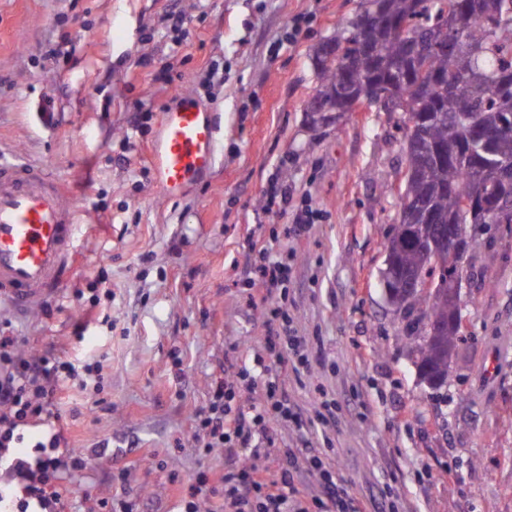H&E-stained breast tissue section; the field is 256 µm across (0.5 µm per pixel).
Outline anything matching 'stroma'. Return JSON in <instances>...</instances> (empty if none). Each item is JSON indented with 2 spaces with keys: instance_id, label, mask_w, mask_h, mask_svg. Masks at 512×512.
Returning <instances> with one entry per match:
<instances>
[{
  "instance_id": "35a3bbf8",
  "label": "stroma",
  "mask_w": 512,
  "mask_h": 512,
  "mask_svg": "<svg viewBox=\"0 0 512 512\" xmlns=\"http://www.w3.org/2000/svg\"><path fill=\"white\" fill-rule=\"evenodd\" d=\"M357 6L0 0V160L62 182L85 226L62 296L25 315L0 303V335L34 358L103 365L98 392L74 388L51 407L62 447L88 458L56 482L64 512H178L199 474L231 467L197 448L192 424L225 368L264 352L266 318L246 284L255 240L292 257L288 313L313 365L288 393L306 408L329 401L334 417L311 446L360 512H512V224L481 232L461 291L466 333L433 390L380 280L401 115L347 112L314 128L304 111L318 85L312 48ZM177 93L213 110L216 159L166 199L148 152ZM275 185L293 190L292 209L267 210ZM306 204L320 218L297 238ZM101 276L112 297L94 307Z\"/></svg>"
}]
</instances>
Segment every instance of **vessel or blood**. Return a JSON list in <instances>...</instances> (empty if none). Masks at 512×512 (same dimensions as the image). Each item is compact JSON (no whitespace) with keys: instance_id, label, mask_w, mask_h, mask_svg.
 Masks as SVG:
<instances>
[{"instance_id":"vessel-or-blood-1","label":"vessel or blood","mask_w":512,"mask_h":512,"mask_svg":"<svg viewBox=\"0 0 512 512\" xmlns=\"http://www.w3.org/2000/svg\"><path fill=\"white\" fill-rule=\"evenodd\" d=\"M216 132L210 111L192 95H175L161 111L151 161L162 197L180 196L212 170ZM79 230L78 211L59 182L0 162V302L24 312L60 297Z\"/></svg>"}]
</instances>
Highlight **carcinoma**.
<instances>
[{
	"label": "carcinoma",
	"mask_w": 512,
	"mask_h": 512,
	"mask_svg": "<svg viewBox=\"0 0 512 512\" xmlns=\"http://www.w3.org/2000/svg\"><path fill=\"white\" fill-rule=\"evenodd\" d=\"M387 0L390 22L403 31L367 29L357 32L351 19L336 27V54L327 61L315 47L311 62L318 85L314 96L332 112L345 111L360 91L370 94L369 107L402 112L399 124L407 175L413 176L408 208L398 205V222L385 250L401 269L428 272L434 289L410 298L394 289L395 301L405 305L408 335L420 336L418 367L448 384V352L459 338L450 330L429 335L428 325H448V291L454 282L448 264L431 263L414 243L417 233L432 224H512V204L494 212L483 207L472 213L461 199L476 192L487 202L499 200L495 181L485 170L512 165V0ZM456 10L460 48L437 51L428 42L426 27ZM482 47L478 57L465 46Z\"/></svg>",
	"instance_id": "1"
}]
</instances>
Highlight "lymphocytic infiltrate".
<instances>
[{"label": "lymphocytic infiltrate", "instance_id": "obj_1", "mask_svg": "<svg viewBox=\"0 0 512 512\" xmlns=\"http://www.w3.org/2000/svg\"><path fill=\"white\" fill-rule=\"evenodd\" d=\"M290 274L288 263L264 256L249 279L259 287L269 324L264 338L266 356H254L231 378L215 387L207 413L194 418V437L204 452H223L234 458L247 454V463L225 471L216 491L222 497L221 512H358L346 488L338 485L332 467L315 454L271 457L261 443L278 424L307 426L303 408L292 402L283 379L284 369L303 374L310 367V356L303 337L298 336L286 311L285 285ZM287 355V368L274 367L280 355ZM101 367L85 365L77 369L68 358L30 359L21 353L13 337L0 336V469L9 471L17 481L12 498L0 493V502L10 501L15 512H46L58 504L61 495L55 482L65 470L85 466L78 451L68 456L57 452L60 437L46 428L35 446L38 456L6 459L4 452L20 447L24 430L31 422L50 418V405L58 388L86 390L89 381H101ZM261 388L262 394L251 406L236 402L240 387ZM304 464L315 474L325 491L324 498H308L294 483L293 467Z\"/></svg>", "mask_w": 512, "mask_h": 512}]
</instances>
